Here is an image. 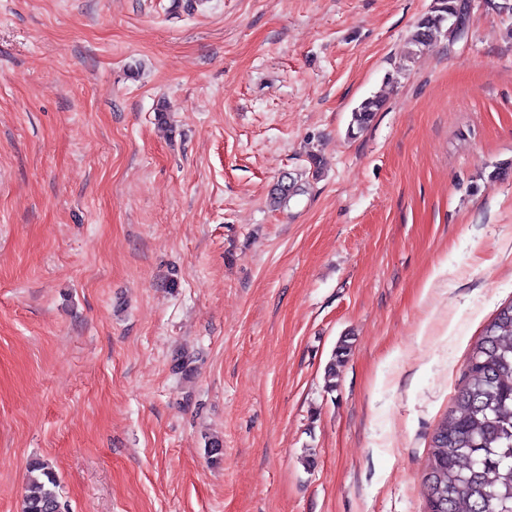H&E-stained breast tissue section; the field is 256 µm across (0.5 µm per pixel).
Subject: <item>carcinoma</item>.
<instances>
[{
	"label": "carcinoma",
	"mask_w": 512,
	"mask_h": 512,
	"mask_svg": "<svg viewBox=\"0 0 512 512\" xmlns=\"http://www.w3.org/2000/svg\"><path fill=\"white\" fill-rule=\"evenodd\" d=\"M459 0H433L417 22L412 45L431 46V32H464ZM381 107L367 98L352 112L351 128L368 127ZM302 191L296 181L280 182L271 192L280 206ZM351 351L343 338L325 373V386H336L337 367ZM428 508L440 512H512V301L484 328L471 349L454 407L432 436V458L425 476ZM59 483L51 464L35 460L28 467L23 512H63Z\"/></svg>",
	"instance_id": "cac0c4a2"
}]
</instances>
